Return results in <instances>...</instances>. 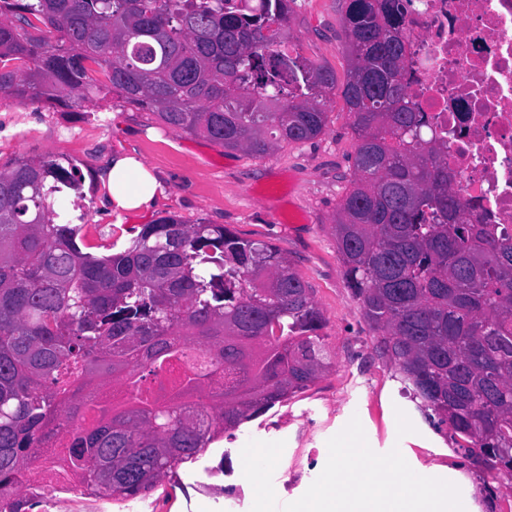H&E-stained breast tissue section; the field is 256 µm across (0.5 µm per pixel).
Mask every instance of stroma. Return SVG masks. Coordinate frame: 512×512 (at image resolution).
Instances as JSON below:
<instances>
[{
  "mask_svg": "<svg viewBox=\"0 0 512 512\" xmlns=\"http://www.w3.org/2000/svg\"><path fill=\"white\" fill-rule=\"evenodd\" d=\"M290 7V31L303 59L333 70L337 82H345L342 0H292ZM116 152L139 157L162 181L164 192L149 209L119 216L105 203L99 173ZM22 155L62 157L76 166L91 235L125 239L131 229L174 214L187 224H221L273 245L312 286L327 320L330 372L305 393L242 425L234 439L218 442L200 462L163 478L143 500L141 512H250L254 497H239L238 488L245 482L241 450L252 439L284 441L274 478L284 501L297 500L311 475L326 464L328 440L354 417L374 452L399 446L409 466L429 472L454 467L481 487L479 470L455 453L402 394L344 280L330 224L353 178L355 139L341 95H333L321 135L263 157L172 131L151 112L117 97L54 107L14 99L0 103V165ZM399 409L416 429L413 438L397 436ZM207 467L217 471L211 488L195 493L192 483Z\"/></svg>",
  "mask_w": 512,
  "mask_h": 512,
  "instance_id": "1",
  "label": "stroma"
}]
</instances>
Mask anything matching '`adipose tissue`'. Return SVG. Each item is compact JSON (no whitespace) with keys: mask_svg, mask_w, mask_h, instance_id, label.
<instances>
[{"mask_svg":"<svg viewBox=\"0 0 512 512\" xmlns=\"http://www.w3.org/2000/svg\"><path fill=\"white\" fill-rule=\"evenodd\" d=\"M99 179L107 190L109 207L117 214L143 210L155 199L160 187L149 167L128 155L113 156Z\"/></svg>","mask_w":512,"mask_h":512,"instance_id":"obj_1","label":"adipose tissue"}]
</instances>
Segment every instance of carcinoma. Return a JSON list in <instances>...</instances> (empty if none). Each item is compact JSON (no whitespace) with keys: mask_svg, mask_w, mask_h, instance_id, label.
I'll use <instances>...</instances> for the list:
<instances>
[{"mask_svg":"<svg viewBox=\"0 0 512 512\" xmlns=\"http://www.w3.org/2000/svg\"><path fill=\"white\" fill-rule=\"evenodd\" d=\"M249 2L0 0V99L115 94L176 132L255 156L313 139L336 75L285 53L289 0L257 12ZM402 23L400 0H345L355 173L331 231L403 393L509 487L512 233L469 223L444 145L420 142ZM65 189L81 193V179L57 159L0 165V512H20L45 429L105 388L112 404L64 441L86 490L122 502L331 367L314 290L272 245L167 215L92 252L79 245L84 225L54 207ZM204 393L214 401L203 415L192 398Z\"/></svg>","mask_w":512,"mask_h":512,"instance_id":"cac0c4a2","label":"carcinoma"}]
</instances>
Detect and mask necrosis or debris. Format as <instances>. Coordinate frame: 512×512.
<instances>
[{"label":"necrosis or debris","instance_id":"4bbe7bcc","mask_svg":"<svg viewBox=\"0 0 512 512\" xmlns=\"http://www.w3.org/2000/svg\"><path fill=\"white\" fill-rule=\"evenodd\" d=\"M408 101L474 224L512 228V0H401ZM41 485L83 491L55 429L37 449Z\"/></svg>","mask_w":512,"mask_h":512}]
</instances>
